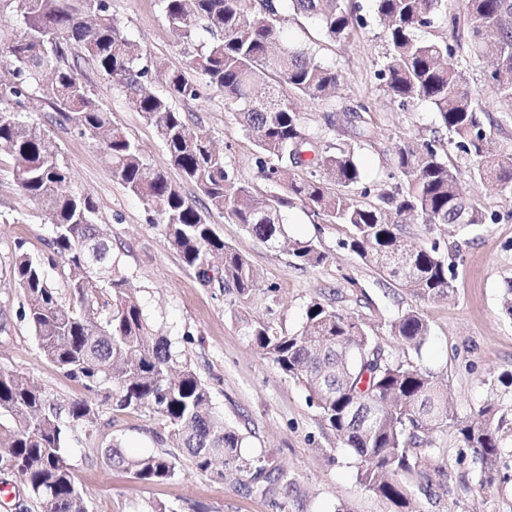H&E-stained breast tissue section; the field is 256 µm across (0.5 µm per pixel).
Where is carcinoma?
<instances>
[{
    "instance_id": "obj_1",
    "label": "carcinoma",
    "mask_w": 512,
    "mask_h": 512,
    "mask_svg": "<svg viewBox=\"0 0 512 512\" xmlns=\"http://www.w3.org/2000/svg\"><path fill=\"white\" fill-rule=\"evenodd\" d=\"M383 24L388 52L376 78L400 105L429 102L439 128L428 137L396 147L390 182L367 197L362 171L351 147L336 141V119L328 131L313 132L293 105L302 96L333 105L340 75L315 56L287 44L280 10L317 23L332 40L348 39L364 26L353 0H159L173 39L196 45L184 68L146 61L141 47L112 14L111 0H0V15L14 18L16 33L0 34V154L12 160L18 190L45 207L53 235L49 250L62 263V302L41 257L17 244L11 261L14 283L26 300L23 319L41 355L81 384L90 397L66 406L54 403L35 380L0 368V415L15 429L0 435V466L20 475L37 512H88L64 444L69 434L98 421L106 410L136 411L162 420L158 454L128 456L117 442L106 456L139 483L163 484L178 475L181 462L198 472L248 478V489L267 496L294 488L291 473L263 454L244 451L245 437L224 421L211 403L207 385L156 332L143 314L138 290L113 258L112 241L99 229L97 206L84 194L64 191L70 172L57 146L41 127L22 117L21 108L41 102L57 120L100 149L112 175L160 227L163 244L193 269L206 286L234 292L245 300L261 286L247 255L224 243L207 220L212 210L277 249L286 242L301 269L325 263L312 240H289L282 208L295 202L313 216L349 229L343 248L420 300L447 297L456 272L438 242L420 245L403 232L408 219L423 224H495L499 216L465 197L453 150L471 163L472 175L512 195V158L488 152L491 129L485 109L467 83L464 47H482L494 32L495 63L483 85L501 111L512 112V0H373ZM444 25L439 40L418 32ZM117 81L121 92L157 133L174 166L192 183L204 207L153 168L138 141L126 135L98 103L81 76L83 65ZM158 78L165 86L152 88ZM220 89L224 109L238 115L256 147L255 164L264 190L240 184L229 173L224 153L208 130L190 124L175 101H195L201 85ZM365 103L344 109L354 138L371 140ZM106 274L109 292L98 291ZM110 310L102 321L100 311ZM387 328L396 346L421 349L431 327L409 308ZM249 342L289 378L303 386L324 426L360 460V481L374 494L407 508L421 476L420 457L437 452L430 436L456 431L472 453L478 484H494L509 453L493 423L501 388L512 390V374L485 381L489 398L462 416L436 373L396 356L379 341L375 326L320 300L311 301L301 330L272 329L260 320H242Z\"/></svg>"
}]
</instances>
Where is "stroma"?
<instances>
[{
    "instance_id": "35a3bbf8",
    "label": "stroma",
    "mask_w": 512,
    "mask_h": 512,
    "mask_svg": "<svg viewBox=\"0 0 512 512\" xmlns=\"http://www.w3.org/2000/svg\"><path fill=\"white\" fill-rule=\"evenodd\" d=\"M356 2L366 25L347 41L329 40L315 22L292 15L286 16L282 29L287 42L312 50L317 60L340 74L334 107L298 99L311 128L324 129L331 109L369 104L366 120L374 130V141L356 147L355 158L367 184L379 189L391 169L393 144L430 134L435 114L424 101L400 106L380 85L375 72L388 50L383 28L372 0ZM112 12L148 57L173 68L185 67L187 54L175 44L158 0H112ZM484 65V59L472 58L467 79L495 123L492 149L512 156V112L500 111L498 102L484 91ZM82 76L118 127L141 144L147 162L181 182L154 129L115 82L90 68ZM187 109L193 122L210 130L223 147L235 179L261 187L252 141L235 113L225 111L220 92L203 88ZM23 117L49 133L71 171V190L95 201L113 255L136 286L149 322L169 337L181 359L191 363L207 384L213 406L245 436L248 452L266 455L296 480L295 491L277 493L272 500L249 492L243 479L217 480L187 463L172 482H134L128 473L112 467L106 450L116 440L123 452L133 456L160 452L153 436L160 422L138 412L114 414L109 422L72 434L65 445L90 512H155L161 504L173 512H276L272 506L276 500L284 502L288 512H395L392 503L362 484L354 452L324 427L306 391L255 352L240 330L244 317H260L293 333L301 328L311 300L321 299L375 323L378 338L384 340L390 320L405 309H416L428 320L431 334L421 350H403L399 356L444 377L463 415L485 401L486 379L512 373V319L501 310L502 289L512 278V196L472 178L468 166H459L457 172L463 192L497 212L498 223L434 230L420 223L404 226L415 241H439L441 251L455 262V288L449 299L422 301L397 288L342 248L348 234L345 226L317 223L307 208L297 204L283 213L288 234L294 240H313L327 255L321 266L295 268L287 251L270 249L242 225L211 212L209 222L217 234L247 255L260 272L262 290L242 303L231 292L203 285L164 247L160 230L141 201L113 177L94 144L71 125L52 121L38 104H30ZM9 166V159L1 157L0 322L7 328L0 332V367L34 379L58 401L83 399L86 390L41 356L20 317L25 299L11 280L12 253L21 241L31 253L48 257L51 228L41 206L17 190ZM270 284L277 288L272 296L264 291ZM433 438L441 453L419 465L432 490H415L416 512H512V456L502 460L507 481H496L480 493L472 457L462 452L453 431H436Z\"/></svg>"
}]
</instances>
